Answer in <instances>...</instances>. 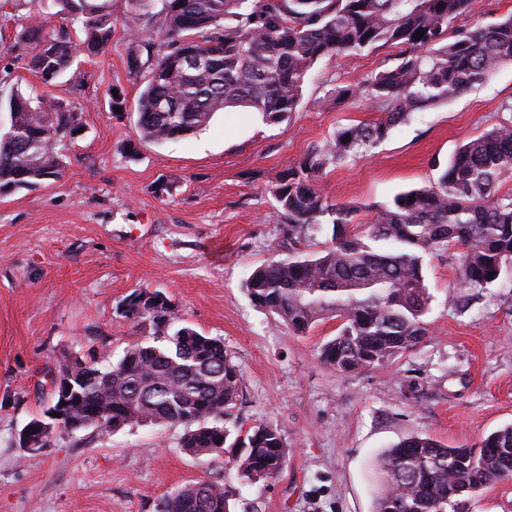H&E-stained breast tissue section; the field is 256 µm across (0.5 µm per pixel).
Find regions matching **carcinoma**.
<instances>
[{
	"label": "carcinoma",
	"instance_id": "obj_1",
	"mask_svg": "<svg viewBox=\"0 0 512 512\" xmlns=\"http://www.w3.org/2000/svg\"><path fill=\"white\" fill-rule=\"evenodd\" d=\"M55 10L53 29L23 14L33 2ZM474 0H139L160 20L156 39L145 36L130 51L152 60L137 99L138 126L148 142L190 135L218 112L248 108L266 122L298 111L314 66L327 56L385 45L401 49L399 62L354 84L339 86L328 101L364 100L380 115L344 127L288 169L273 186L288 235L330 244L286 261L255 268L245 287L251 300L277 315L294 333L325 318L341 329L320 349V360L339 372L376 369L415 348L427 335L430 303L426 257L455 249L458 288H484L512 263V196L498 194L512 174V124H498L463 142L430 184L402 191L376 207L369 224L358 207L330 201L319 180L324 170L370 152L391 130L421 109L448 102L512 64V15L489 25L456 27ZM0 11L23 22L17 42L24 65L51 85L72 67L76 53L97 55L112 38L111 0H0ZM233 18L236 24L224 26ZM424 35L414 39L419 31ZM195 46L210 60L189 77L179 55ZM9 128L0 133V194L58 178L59 142L80 128L77 112L46 97L9 87L0 110ZM414 199H409V196ZM125 317L149 322L156 344H134L113 361L94 356L67 365V407L49 421L116 431L151 423L186 426L182 447L194 455L229 456L242 477L272 478L286 463L288 443L271 425L251 427L227 443L224 417L239 396L238 366L224 343L189 327L170 331L175 312L162 295L133 293ZM373 512H448L491 484L512 480V425L473 448H448L412 436L386 450L374 470ZM155 512H229L228 495L207 480L162 496Z\"/></svg>",
	"mask_w": 512,
	"mask_h": 512
}]
</instances>
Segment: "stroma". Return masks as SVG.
<instances>
[{"label": "stroma", "mask_w": 512, "mask_h": 512, "mask_svg": "<svg viewBox=\"0 0 512 512\" xmlns=\"http://www.w3.org/2000/svg\"><path fill=\"white\" fill-rule=\"evenodd\" d=\"M112 15L105 50L79 56L52 86L17 64L16 25L0 19V66H12L22 92L75 106L82 127L58 146L62 177L0 195V512H154L160 497L202 479L226 487L231 512H373L385 449L414 435L470 448L512 425V269L465 289L454 251L429 257L427 336L386 367L355 372L319 358L339 319L296 334L245 288L255 267L295 254L273 183L337 130L377 117L362 101L328 105V93L397 64L399 49L321 59L302 108L282 122L236 108L153 144L140 138L136 109L150 65L131 67L128 46L155 22L135 0H112ZM510 121L505 64L414 113L371 152L329 166L322 190L369 221L371 205L433 181L461 143ZM136 291L163 294L178 326L223 341L241 373L224 425L234 437L260 423L278 428L288 458L276 476L248 481L227 458L185 453L179 424L56 430L40 451L20 448V430L51 404L62 356L105 350L116 360L152 340L149 324L123 314Z\"/></svg>", "instance_id": "stroma-1"}]
</instances>
